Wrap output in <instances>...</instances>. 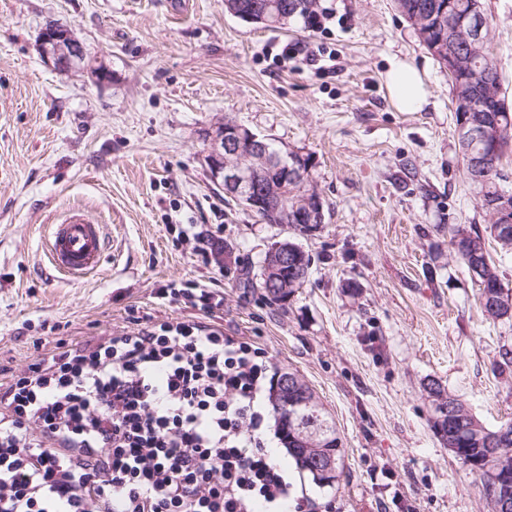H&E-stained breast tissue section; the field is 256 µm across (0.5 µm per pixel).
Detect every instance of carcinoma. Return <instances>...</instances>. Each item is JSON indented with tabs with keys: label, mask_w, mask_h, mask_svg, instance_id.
<instances>
[{
	"label": "carcinoma",
	"mask_w": 512,
	"mask_h": 512,
	"mask_svg": "<svg viewBox=\"0 0 512 512\" xmlns=\"http://www.w3.org/2000/svg\"><path fill=\"white\" fill-rule=\"evenodd\" d=\"M282 22L302 16L319 8L317 0H274ZM401 14L413 21L417 17L439 18L445 0H400ZM442 18V17H440ZM458 17L452 13L442 18L439 29L453 28ZM491 66L474 63L467 74L472 83L471 101L474 112H455L456 125L466 123L487 124L491 135L478 140L470 149L460 146L466 165L479 157L484 160L485 176L478 186L482 192V206L489 216L500 210L512 211V191L505 188L508 173L503 161L512 152V112L501 103V76L495 58ZM270 163L267 169L271 179H281L285 166L293 160L282 161L271 143H266ZM312 189L307 184L290 179L283 185L281 199L263 210L260 217L267 224H286L288 229L304 235L311 225L299 218L294 210L295 201ZM490 235L501 247L512 248V224H499L491 220ZM449 246L456 260L475 279L481 289L480 304L485 313L494 319L512 318V293L505 289L502 280L485 247L483 234L478 228L468 230L454 224L448 225ZM288 245L296 252L288 253L282 262L277 277L268 274L271 265L269 253H264L259 271L255 274L245 270L240 277L244 287L258 289L269 304L279 310L287 309L288 297L297 292L307 281L311 266L310 255L295 241ZM426 391L433 398L432 427L444 444L454 449V454L463 462L477 468L485 482V493L492 512H512V422L489 429L470 413L465 403L450 393L439 381L431 379ZM273 408L278 416L279 434L288 448V454L297 469L324 488L332 487L338 480L342 450L336 428L327 413L317 402L312 390L294 373L279 375L272 395Z\"/></svg>",
	"instance_id": "1"
}]
</instances>
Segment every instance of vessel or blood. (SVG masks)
<instances>
[{"label":"vessel or blood","mask_w":512,"mask_h":512,"mask_svg":"<svg viewBox=\"0 0 512 512\" xmlns=\"http://www.w3.org/2000/svg\"><path fill=\"white\" fill-rule=\"evenodd\" d=\"M103 229L81 212L68 214L52 225L46 241V255L55 270L71 279L95 273L103 256Z\"/></svg>","instance_id":"vessel-or-blood-1"}]
</instances>
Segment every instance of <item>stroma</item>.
<instances>
[{"instance_id":"stroma-1","label":"stroma","mask_w":512,"mask_h":512,"mask_svg":"<svg viewBox=\"0 0 512 512\" xmlns=\"http://www.w3.org/2000/svg\"><path fill=\"white\" fill-rule=\"evenodd\" d=\"M336 20L309 31L245 22L224 0H0V365L20 371L41 343L75 342L137 320H193L199 309L158 299L193 283L219 293L214 320L255 341L275 373L314 391L343 448L338 482L303 476L276 425L268 439L314 512H490L481 479L431 426L428 380H439L494 429L512 422V320L488 317L457 263L448 227L489 217L459 152L448 72L394 0H320ZM501 98L512 99V0H484ZM81 43L90 68L43 58L46 23ZM285 43L333 51L336 69L301 59L278 67ZM413 64L430 97L393 105L385 74ZM232 120L281 153L310 156L325 222L299 242L309 278L270 306L239 284L268 245L288 237L225 200L205 135ZM102 224L97 272L64 279L44 237L68 210ZM218 241L216 262L199 248Z\"/></svg>"}]
</instances>
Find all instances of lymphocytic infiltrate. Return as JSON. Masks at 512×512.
Here are the masks:
<instances>
[{
  "label": "lymphocytic infiltrate",
  "instance_id": "1",
  "mask_svg": "<svg viewBox=\"0 0 512 512\" xmlns=\"http://www.w3.org/2000/svg\"><path fill=\"white\" fill-rule=\"evenodd\" d=\"M270 370L249 338L175 319L0 367V512H288Z\"/></svg>",
  "mask_w": 512,
  "mask_h": 512
}]
</instances>
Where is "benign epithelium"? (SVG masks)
<instances>
[{
	"mask_svg": "<svg viewBox=\"0 0 512 512\" xmlns=\"http://www.w3.org/2000/svg\"><path fill=\"white\" fill-rule=\"evenodd\" d=\"M482 5L477 0L470 2L466 24V43L462 47L475 52L481 50L488 39L486 23L482 22ZM415 29L419 37L429 40L433 49L441 56H448V73L459 74L468 69L469 58L456 47V38L448 33V40L432 36L433 27L425 20H418ZM41 51L46 59L60 65L77 67L85 63L87 53L78 47L66 30L48 25L40 36ZM209 147L206 156L211 178L224 185V193L235 197L247 209L255 212L266 206L267 201L279 194V190L259 180L257 161L264 142L239 124L226 122L208 135Z\"/></svg>",
	"mask_w": 512,
	"mask_h": 512,
	"instance_id": "obj_1",
	"label": "benign epithelium"
}]
</instances>
